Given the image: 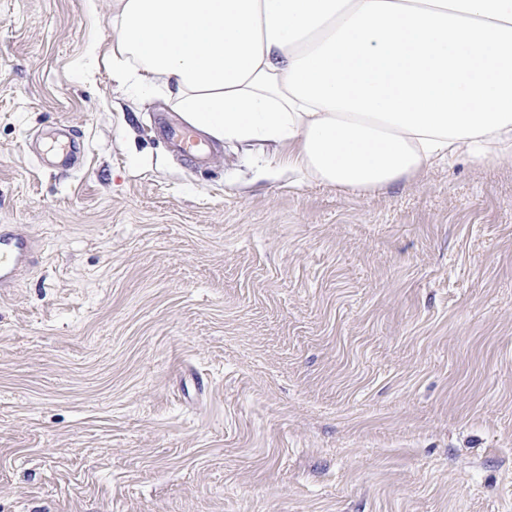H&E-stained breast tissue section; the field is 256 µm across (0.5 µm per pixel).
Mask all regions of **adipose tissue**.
<instances>
[{
    "mask_svg": "<svg viewBox=\"0 0 512 512\" xmlns=\"http://www.w3.org/2000/svg\"><path fill=\"white\" fill-rule=\"evenodd\" d=\"M112 77L370 195L512 162V0H110Z\"/></svg>",
    "mask_w": 512,
    "mask_h": 512,
    "instance_id": "adipose-tissue-1",
    "label": "adipose tissue"
}]
</instances>
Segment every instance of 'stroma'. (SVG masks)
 I'll return each mask as SVG.
<instances>
[{"mask_svg": "<svg viewBox=\"0 0 512 512\" xmlns=\"http://www.w3.org/2000/svg\"><path fill=\"white\" fill-rule=\"evenodd\" d=\"M110 0H0V512H512V163L367 196L163 136ZM71 132L75 161L57 154ZM35 245L11 228H0V288H10L20 264L28 261Z\"/></svg>", "mask_w": 512, "mask_h": 512, "instance_id": "35a3bbf8", "label": "stroma"}]
</instances>
